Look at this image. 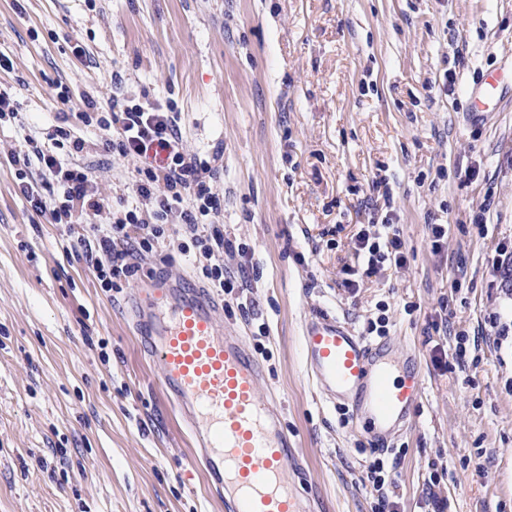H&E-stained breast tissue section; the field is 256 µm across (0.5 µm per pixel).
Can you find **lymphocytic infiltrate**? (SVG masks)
<instances>
[{"label": "lymphocytic infiltrate", "instance_id": "f902f5d3", "mask_svg": "<svg viewBox=\"0 0 512 512\" xmlns=\"http://www.w3.org/2000/svg\"><path fill=\"white\" fill-rule=\"evenodd\" d=\"M78 118L105 131V151L143 159L144 166L138 169L134 182L139 206L113 212L111 223L90 225L88 234L70 241L66 253L88 258L101 288L109 291L138 272L137 258L164 243L165 225L180 224L187 239L179 243V251L192 257L208 287L232 293L239 285L237 277L223 267L210 265L209 260L217 251L247 259L253 249L247 243L225 238L218 225V170L186 150L172 107L148 94L130 93L113 99L106 110L96 100H86ZM28 144L27 152L15 156L14 164L20 190L33 211L50 214L56 224H79L104 209V199L92 190L88 167L65 164L58 156L64 148L77 154L85 149L84 140L73 138L69 127L54 126L45 139L32 137ZM34 166L55 184L52 197H45L37 184L28 181L27 173ZM353 250L369 275L406 264L405 242L388 218L360 229Z\"/></svg>", "mask_w": 512, "mask_h": 512}]
</instances>
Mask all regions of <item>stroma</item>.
<instances>
[{
  "mask_svg": "<svg viewBox=\"0 0 512 512\" xmlns=\"http://www.w3.org/2000/svg\"><path fill=\"white\" fill-rule=\"evenodd\" d=\"M0 56L18 111L0 124V512H224L187 469L190 438L128 318L155 280L202 287L182 226L103 291L64 252L76 229L32 210L11 161L68 118L100 197L135 207L141 160L104 152L74 115L140 91L172 101L187 149L217 162L224 234L254 248L245 264L212 256L247 281L214 293L217 318L263 368L313 512H433L438 498L512 512V335L490 325H512V105L466 116L470 87L512 72V0H0ZM389 211L406 265L369 277L352 241ZM432 224L448 227L438 251ZM319 311L362 336L385 318L386 340L420 351L423 399L389 447L309 380L301 326ZM461 331L464 366L437 367Z\"/></svg>",
  "mask_w": 512,
  "mask_h": 512,
  "instance_id": "35a3bbf8",
  "label": "stroma"
}]
</instances>
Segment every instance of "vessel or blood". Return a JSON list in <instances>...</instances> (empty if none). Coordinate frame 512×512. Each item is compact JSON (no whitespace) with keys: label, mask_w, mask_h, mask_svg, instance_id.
Instances as JSON below:
<instances>
[{"label":"vessel or blood","mask_w":512,"mask_h":512,"mask_svg":"<svg viewBox=\"0 0 512 512\" xmlns=\"http://www.w3.org/2000/svg\"><path fill=\"white\" fill-rule=\"evenodd\" d=\"M506 96L497 77L485 76L469 92L470 120ZM133 316L140 346L193 437L189 463L203 470L225 512H307L296 488L299 450L259 395L262 366L219 328L215 304L162 279L141 291ZM301 343L308 375L328 401L351 408L354 427L381 446L406 428L423 395L416 353L399 357L325 311L305 320Z\"/></svg>","instance_id":"1"}]
</instances>
